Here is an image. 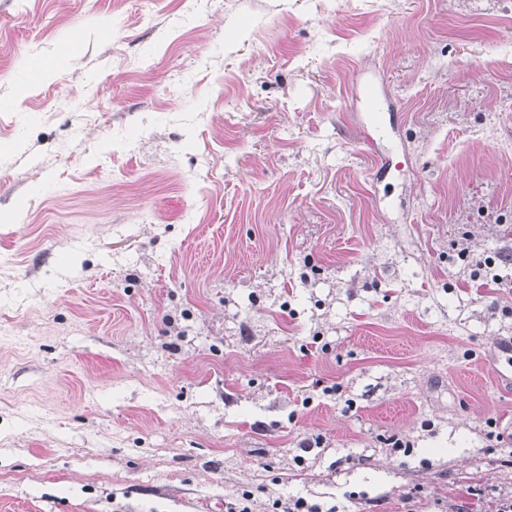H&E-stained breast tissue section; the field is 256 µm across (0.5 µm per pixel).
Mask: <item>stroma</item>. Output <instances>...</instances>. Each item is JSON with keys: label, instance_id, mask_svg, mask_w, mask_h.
I'll return each mask as SVG.
<instances>
[{"label": "stroma", "instance_id": "1", "mask_svg": "<svg viewBox=\"0 0 512 512\" xmlns=\"http://www.w3.org/2000/svg\"><path fill=\"white\" fill-rule=\"evenodd\" d=\"M512 0H0V512H499Z\"/></svg>", "mask_w": 512, "mask_h": 512}]
</instances>
